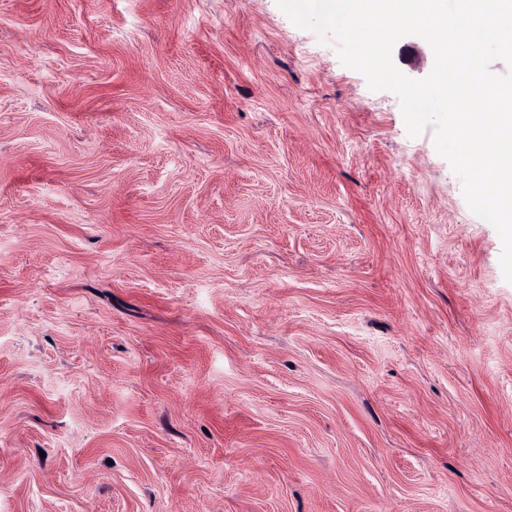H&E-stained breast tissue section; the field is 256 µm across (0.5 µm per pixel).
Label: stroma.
<instances>
[{"label": "stroma", "mask_w": 512, "mask_h": 512, "mask_svg": "<svg viewBox=\"0 0 512 512\" xmlns=\"http://www.w3.org/2000/svg\"><path fill=\"white\" fill-rule=\"evenodd\" d=\"M434 138L276 0H0V512H512Z\"/></svg>", "instance_id": "obj_1"}]
</instances>
